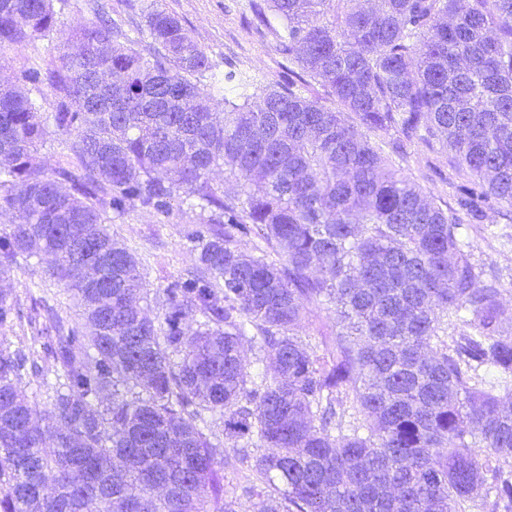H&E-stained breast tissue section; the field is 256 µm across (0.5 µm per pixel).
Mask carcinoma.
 I'll return each instance as SVG.
<instances>
[{"label": "carcinoma", "mask_w": 512, "mask_h": 512, "mask_svg": "<svg viewBox=\"0 0 512 512\" xmlns=\"http://www.w3.org/2000/svg\"><path fill=\"white\" fill-rule=\"evenodd\" d=\"M57 1L0 0V52L54 32ZM249 9L339 109L290 80L257 106L216 99L214 121L198 103L212 63L157 3L131 34L98 14L78 53L0 84V211L19 220L0 229V276L49 255L79 308L49 317V370L43 331L26 348L0 336V512H236L219 420L254 459L240 486L254 512H512V406L482 376L512 375V330L463 234L490 203L512 208V0ZM46 83L58 100L41 120L26 87ZM49 123L69 136L50 171ZM391 131L448 152L455 205L389 167L367 133ZM177 201L197 212L194 267L151 318L139 259L108 224ZM310 302L336 310L323 357L298 336ZM18 318L0 292V328Z\"/></svg>", "instance_id": "1"}]
</instances>
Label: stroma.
<instances>
[{
  "mask_svg": "<svg viewBox=\"0 0 512 512\" xmlns=\"http://www.w3.org/2000/svg\"><path fill=\"white\" fill-rule=\"evenodd\" d=\"M162 8L178 17L192 39L208 55L218 71L234 69L243 78L235 95H251L268 84L287 81L288 60L275 49L273 36L257 28L251 21L248 0H158ZM151 0H68L60 18L59 32L36 39L26 48L9 50L0 55V81L30 66L47 70L54 68L60 54L76 51L78 41L68 39V32L93 20L96 13H106L122 27L132 29L144 25V10ZM392 135H385L383 151L396 168L415 182L437 203L452 202L448 184L453 172L448 154L441 147L421 144L406 147L404 152L392 150ZM194 212L173 210L169 216H153L139 210L115 220L112 233L142 262L147 287L158 293L172 277L186 273L194 256L186 239L188 229L196 224ZM485 231L471 235L475 259L493 266L501 275L505 291L502 304L512 315V243H503V236H512V224L505 223L497 211H489ZM46 261L29 259L21 262L9 277H0V291L12 294L24 317L1 334L11 346L29 341L36 328L48 323L47 307H54L67 320L78 313L61 285L46 279ZM336 330L334 313L325 306L307 304L306 318L300 337L317 353H324Z\"/></svg>",
  "mask_w": 512,
  "mask_h": 512,
  "instance_id": "stroma-1",
  "label": "stroma"
}]
</instances>
